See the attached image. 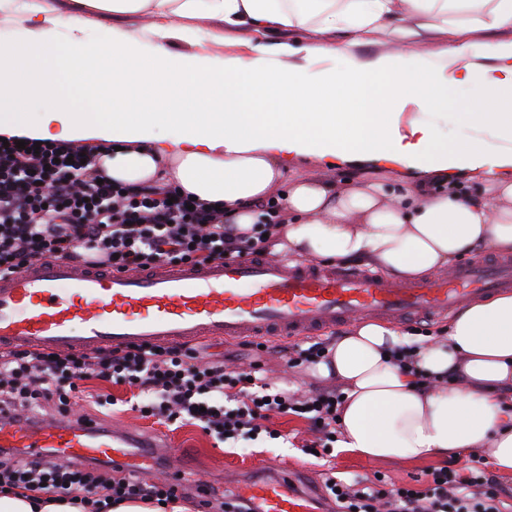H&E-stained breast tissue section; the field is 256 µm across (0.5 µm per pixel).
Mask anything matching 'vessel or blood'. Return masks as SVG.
Returning a JSON list of instances; mask_svg holds the SVG:
<instances>
[{"label":"vessel or blood","instance_id":"b4317fda","mask_svg":"<svg viewBox=\"0 0 512 512\" xmlns=\"http://www.w3.org/2000/svg\"><path fill=\"white\" fill-rule=\"evenodd\" d=\"M512 288V260L465 264L448 281L390 282L338 265L250 257L203 268L155 273L99 272L64 258L34 262L0 280V345L40 350L123 348L131 344H192L202 338L301 337L381 317L401 322L442 318L463 295ZM132 432L102 427L86 416L18 423L0 417V448L55 449L78 462L124 460L141 471ZM240 495L257 512H326L320 494L299 488L294 469L240 477Z\"/></svg>","mask_w":512,"mask_h":512}]
</instances>
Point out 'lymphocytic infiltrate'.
I'll use <instances>...</instances> for the list:
<instances>
[{
    "instance_id": "lymphocytic-infiltrate-1",
    "label": "lymphocytic infiltrate",
    "mask_w": 512,
    "mask_h": 512,
    "mask_svg": "<svg viewBox=\"0 0 512 512\" xmlns=\"http://www.w3.org/2000/svg\"><path fill=\"white\" fill-rule=\"evenodd\" d=\"M80 146L61 139L27 140L25 148L0 144V277L31 262L64 257L118 271H153L219 258L261 256L275 235L277 215L248 238L235 235L223 211L178 189L127 187L79 162ZM88 380L126 384L139 391L136 411L162 424L195 425L219 443L269 433V421L294 414L317 432H336L340 393L300 400L274 391L261 377L204 360L198 348L134 346L88 355L51 356L0 349V414L32 421L52 405L72 413L76 400L100 408L106 393L85 392ZM23 490L78 497L94 512L129 499L168 503L181 485L141 480L131 473L108 477L99 468L66 462L54 452L33 456L0 448V493ZM326 490L341 512H503L498 484L472 468L435 467L414 483L391 486L380 477L350 482L328 478Z\"/></svg>"
}]
</instances>
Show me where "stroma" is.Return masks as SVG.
I'll return each instance as SVG.
<instances>
[{
  "instance_id": "35a3bbf8",
  "label": "stroma",
  "mask_w": 512,
  "mask_h": 512,
  "mask_svg": "<svg viewBox=\"0 0 512 512\" xmlns=\"http://www.w3.org/2000/svg\"><path fill=\"white\" fill-rule=\"evenodd\" d=\"M292 165L295 171L313 178L331 171L324 160L314 156L295 158ZM331 172H334L337 179L346 182L363 178L395 185L407 178L404 171L375 168L364 163L344 164ZM256 358L264 363L268 376L277 389L295 393L296 396H308L335 386L334 381L314 375L310 364L292 365L287 353L262 352ZM111 392L116 400L112 410L101 412L91 407L87 410L88 415L101 425L126 427L145 440L184 449L189 457V463L183 471V481L187 484L195 481L208 483L220 490L234 492L238 489L236 479L241 470L259 465L264 466L269 474L286 466L301 468L298 484L303 488L312 484H323L330 475L348 480L357 475L370 477L376 473L385 475L391 482L401 484L441 464L437 458L425 461H372L333 445L320 457L306 455L302 446L305 440L312 437L309 422L295 415L272 419L270 426L278 431V438L263 437L254 442L241 441L233 446H218L198 427L171 429L157 423L155 419L141 417L139 412L132 409L135 402L133 389L115 385Z\"/></svg>"
}]
</instances>
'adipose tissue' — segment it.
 <instances>
[{"label": "adipose tissue", "mask_w": 512, "mask_h": 512, "mask_svg": "<svg viewBox=\"0 0 512 512\" xmlns=\"http://www.w3.org/2000/svg\"><path fill=\"white\" fill-rule=\"evenodd\" d=\"M0 0L25 28L0 48V138L69 140L125 184L172 185L251 232L261 204L288 213L274 249L364 260L394 280L465 253L512 254V0ZM143 14L96 43L88 14ZM252 33L245 52L199 50L198 20ZM305 29L309 40L294 39ZM489 32L486 40L476 31ZM448 44L420 46L433 34ZM187 45L184 53L173 42ZM367 43L376 53H363ZM473 86L467 132L445 138L449 90ZM312 155L428 174L411 188L293 173ZM474 172L465 191L456 172ZM379 321L339 336L316 373L342 386L337 445L368 459L488 454L512 475V291L468 298L445 335L399 366Z\"/></svg>", "instance_id": "obj_1"}]
</instances>
